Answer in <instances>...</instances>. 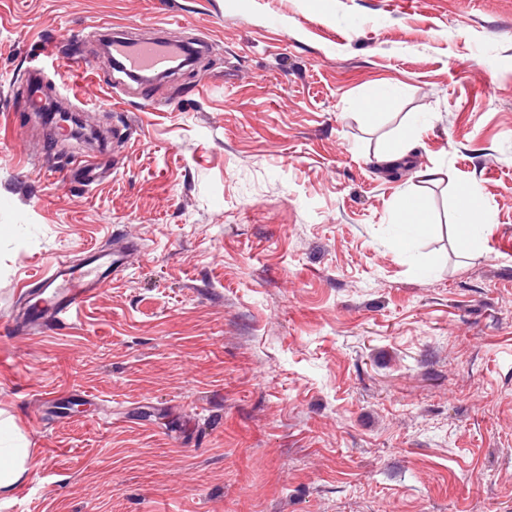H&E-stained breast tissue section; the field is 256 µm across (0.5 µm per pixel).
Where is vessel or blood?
Returning a JSON list of instances; mask_svg holds the SVG:
<instances>
[{"label":"vessel or blood","instance_id":"b4317fda","mask_svg":"<svg viewBox=\"0 0 512 512\" xmlns=\"http://www.w3.org/2000/svg\"><path fill=\"white\" fill-rule=\"evenodd\" d=\"M181 51L177 42L159 38L132 41L120 34L113 35L109 44L110 57L119 59L130 73L168 71ZM121 259L118 251L92 248L80 259L58 260L37 280L24 312L0 322V334L13 337L60 329L103 292Z\"/></svg>","mask_w":512,"mask_h":512}]
</instances>
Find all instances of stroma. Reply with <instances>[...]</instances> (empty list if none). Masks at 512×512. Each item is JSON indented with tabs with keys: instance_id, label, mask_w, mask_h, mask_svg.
<instances>
[{
	"instance_id": "1",
	"label": "stroma",
	"mask_w": 512,
	"mask_h": 512,
	"mask_svg": "<svg viewBox=\"0 0 512 512\" xmlns=\"http://www.w3.org/2000/svg\"><path fill=\"white\" fill-rule=\"evenodd\" d=\"M110 25L201 55L116 85ZM35 84L102 139L42 152ZM84 156L97 184L57 176ZM122 239L69 325L0 337L31 464L0 512H512V0H0V316ZM65 390L86 417L36 423ZM458 213L463 221L460 223V231L467 234L470 229L483 226L481 220L484 216V204L476 185L468 184L461 188L457 198ZM402 224L410 239L432 232L433 221L429 210L418 197L408 196L402 203Z\"/></svg>"
}]
</instances>
